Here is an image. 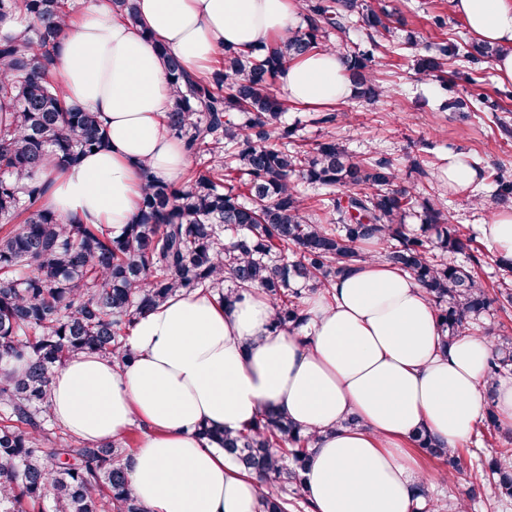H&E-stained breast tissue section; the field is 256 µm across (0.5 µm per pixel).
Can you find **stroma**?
I'll return each mask as SVG.
<instances>
[{
	"label": "stroma",
	"mask_w": 512,
	"mask_h": 512,
	"mask_svg": "<svg viewBox=\"0 0 512 512\" xmlns=\"http://www.w3.org/2000/svg\"><path fill=\"white\" fill-rule=\"evenodd\" d=\"M372 9L387 8L401 19L392 39L371 41L361 27L358 15H351L348 37L331 34L333 44L368 51L373 56L375 77L386 87L377 101L368 103L348 97L333 105L336 120L323 122L328 109L289 105L288 124L294 125L293 142L310 148L329 138L345 146L359 159H387L396 168L401 182L414 193L437 200L447 210L451 223L469 228L475 238V255H454L457 264H470L479 257L478 273L487 287H495L498 277L497 254L483 237L481 225L491 223L504 211L498 202L496 185L491 178L494 169L512 170V86L499 83L493 58H479L476 64L452 61L444 79L420 76L415 71L417 58L425 55L429 43L445 40L475 45L476 40L464 19L453 9L451 0H362ZM442 17L444 27H437L435 17ZM474 69L476 83H467L462 73ZM505 101L508 111L502 118L480 111L477 95ZM464 98L468 106L462 111L441 110L447 96ZM462 151L481 170V181L475 191H453L438 177L443 156ZM512 448V425L500 430L482 431L461 444L463 458L487 461L500 449ZM426 475L424 487L428 500L445 501L449 507L465 504L467 512H512V503L501 504L490 490L470 498L469 472L449 474L446 465L417 457Z\"/></svg>",
	"instance_id": "35a3bbf8"
}]
</instances>
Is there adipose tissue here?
I'll list each match as a JSON object with an SVG mask.
<instances>
[{"label":"adipose tissue","mask_w":512,"mask_h":512,"mask_svg":"<svg viewBox=\"0 0 512 512\" xmlns=\"http://www.w3.org/2000/svg\"><path fill=\"white\" fill-rule=\"evenodd\" d=\"M452 3L476 39L497 48V76L511 83L512 0ZM137 10L133 25L94 0L66 18L55 48L60 90L98 113L107 145L47 174L44 201L115 230L136 212L142 167L177 181L189 164L165 125L173 93L157 45L194 76L224 50L250 54L301 20L298 0H137ZM280 80L295 105L352 94L333 49L290 62ZM305 303L300 336L272 330V305L258 290L226 306L206 294L174 297L137 318L131 363L82 353L56 368L52 413L87 442L147 426L128 470L149 512H259L258 481L198 431L239 432L267 409L318 438L303 483L312 512H415L423 474L407 442L421 429L451 448L471 437L483 417L490 338L471 334L440 350L424 289L373 259L337 278L330 298ZM351 416L357 425L345 426Z\"/></svg>","instance_id":"ef3b65f1"}]
</instances>
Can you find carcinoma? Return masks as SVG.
Masks as SVG:
<instances>
[{
	"label": "carcinoma",
	"mask_w": 512,
	"mask_h": 512,
	"mask_svg": "<svg viewBox=\"0 0 512 512\" xmlns=\"http://www.w3.org/2000/svg\"><path fill=\"white\" fill-rule=\"evenodd\" d=\"M112 11L138 23L136 0H109ZM306 27L260 46L250 55L222 54L223 66L190 77L163 46L165 76L174 91L166 113L170 132L197 167L179 184L145 167L138 209L120 232L80 224L43 204L38 174L51 163L69 166L107 146L98 115L67 104L52 79L55 46L75 0H0V101L13 106L0 124V512H149L133 494L122 441L91 443L57 433L50 412L55 368L79 352L129 362L135 320L176 293L201 289L222 302L254 288L269 298L271 326L293 332L307 323L306 295L329 289L368 257L413 276L436 307L441 350L470 332L493 304L512 309V260L489 294L472 270L436 260L463 253L473 236L451 224L439 204L400 184L388 160L364 163L333 139L290 151L293 128L272 90L288 62L332 47L330 31L361 11L365 29L390 32L391 14L358 0H302ZM454 43L429 47L418 69L440 77L458 55ZM355 93L367 101L385 92L371 56L341 55ZM341 186L330 199L331 222L312 220L295 179ZM497 197L512 202V174L494 175ZM417 210L420 232L405 224ZM233 287L224 289L225 282ZM512 366V336L497 335L488 379ZM200 437L224 450L262 487L261 512H289L288 488L303 486L316 443L274 411L236 434L203 427ZM426 455L462 468L426 431L412 435ZM475 483L512 498V448L476 468Z\"/></svg>",
	"instance_id": "1"
}]
</instances>
